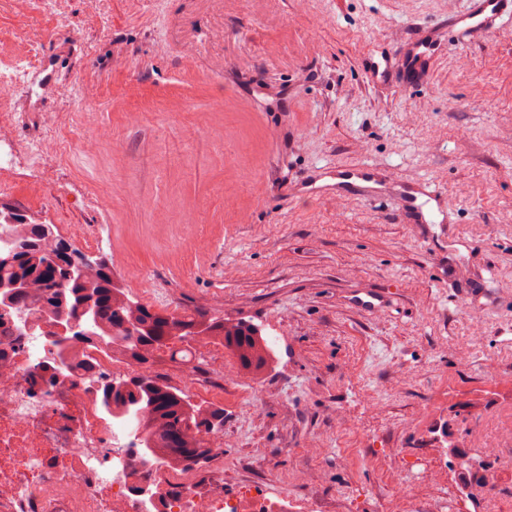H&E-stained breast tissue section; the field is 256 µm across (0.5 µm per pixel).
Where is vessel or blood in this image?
I'll list each match as a JSON object with an SVG mask.
<instances>
[{"label": "vessel or blood", "mask_w": 512, "mask_h": 512, "mask_svg": "<svg viewBox=\"0 0 512 512\" xmlns=\"http://www.w3.org/2000/svg\"><path fill=\"white\" fill-rule=\"evenodd\" d=\"M469 2L466 11L442 20L438 27L419 32L397 51L384 50L379 57L367 58L370 79L376 83L424 81L433 64L447 53L451 39L484 37L496 32V24L503 16H512V0ZM296 192L311 197L346 195L367 201L386 193L396 204V216L401 223L425 224L434 213L440 216L442 224L450 222L448 199L432 179L399 181L390 170L373 165L312 169L299 181Z\"/></svg>", "instance_id": "b4317fda"}]
</instances>
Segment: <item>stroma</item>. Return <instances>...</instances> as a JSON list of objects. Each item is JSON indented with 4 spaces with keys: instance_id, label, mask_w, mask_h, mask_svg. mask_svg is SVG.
Returning <instances> with one entry per match:
<instances>
[{
    "instance_id": "1",
    "label": "stroma",
    "mask_w": 512,
    "mask_h": 512,
    "mask_svg": "<svg viewBox=\"0 0 512 512\" xmlns=\"http://www.w3.org/2000/svg\"><path fill=\"white\" fill-rule=\"evenodd\" d=\"M467 0H0V64L40 54L55 74L14 100L0 136L21 147L0 206L96 254L129 297L245 320L276 360L224 383V482L246 465L321 512H383L403 472L417 512H477L512 498V442L488 485L437 469L425 411L457 437L512 427V20L450 47L426 83H372L373 52ZM95 126L94 150L75 147ZM51 140L45 167L29 156ZM373 164L429 177L448 232L395 222L392 204L312 198V167ZM112 196L110 211L94 204ZM391 290L368 312L356 298ZM163 301V302H166ZM163 302L154 301V308ZM481 336L469 367L458 340ZM500 374L483 375L485 359ZM256 392L240 416L234 392ZM374 405H365L366 395Z\"/></svg>"
}]
</instances>
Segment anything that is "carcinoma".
<instances>
[{
    "mask_svg": "<svg viewBox=\"0 0 512 512\" xmlns=\"http://www.w3.org/2000/svg\"><path fill=\"white\" fill-rule=\"evenodd\" d=\"M32 230L24 229L16 245L24 247V259L17 265L0 263V282L9 283L22 275L28 288L14 298L15 307L0 314V320L21 313L39 322L48 311L60 321L81 318L93 311L97 326L95 338L112 341V350L146 369L145 379L134 389L107 385L99 391L101 408L113 421L139 436L141 455L149 465L191 467L211 457L213 448L199 438L201 432H217L224 426V408L214 403H196L183 391L154 377L151 364L159 351L176 355L191 352L203 340L224 347L235 359L239 372L258 377L273 363V350L262 329L240 321L199 311L179 313L155 309L131 300L116 287L108 266L89 275L85 284L62 286L46 262L68 244L50 231H43L37 242ZM85 336H72L64 344L54 343L59 367L65 369Z\"/></svg>",
    "mask_w": 512,
    "mask_h": 512,
    "instance_id": "carcinoma-1",
    "label": "carcinoma"
}]
</instances>
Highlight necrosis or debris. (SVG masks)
Listing matches in <instances>:
<instances>
[{"mask_svg":"<svg viewBox=\"0 0 512 512\" xmlns=\"http://www.w3.org/2000/svg\"><path fill=\"white\" fill-rule=\"evenodd\" d=\"M51 338L0 323V512H310L264 484L234 493L193 471L140 468L136 437L105 416L97 390L131 375L109 344L80 349L69 372L49 368Z\"/></svg>","mask_w":512,"mask_h":512,"instance_id":"1","label":"necrosis or debris"}]
</instances>
